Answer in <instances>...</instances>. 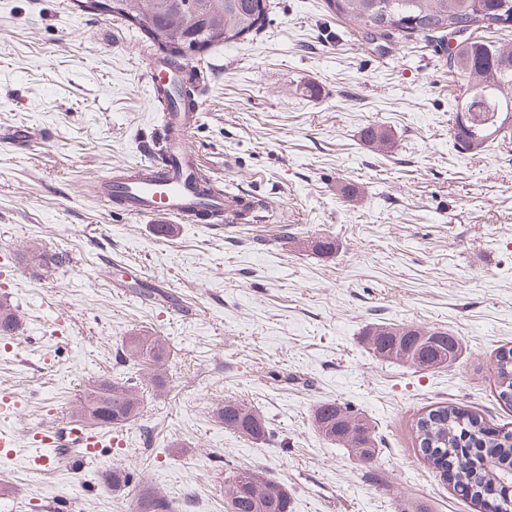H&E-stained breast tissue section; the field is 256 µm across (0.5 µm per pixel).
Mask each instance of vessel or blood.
Here are the masks:
<instances>
[{"mask_svg":"<svg viewBox=\"0 0 512 512\" xmlns=\"http://www.w3.org/2000/svg\"><path fill=\"white\" fill-rule=\"evenodd\" d=\"M174 76V69L163 60H149L151 100L172 93ZM196 118V113L184 111L181 100L174 98L162 117L167 134L159 144L158 155L100 179L105 199L118 203L128 214L150 219L155 224H213L225 212L238 208L245 200L244 195L206 192L199 184L203 166L188 140ZM39 443L35 463L40 469L53 467L59 449L75 448L79 451L75 464L83 470L96 462L102 436L84 426L69 425L62 429L50 426L40 432Z\"/></svg>","mask_w":512,"mask_h":512,"instance_id":"b4317fda","label":"vessel or blood"}]
</instances>
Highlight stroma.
I'll list each match as a JSON object with an SVG mask.
<instances>
[{"label":"stroma","mask_w":512,"mask_h":512,"mask_svg":"<svg viewBox=\"0 0 512 512\" xmlns=\"http://www.w3.org/2000/svg\"><path fill=\"white\" fill-rule=\"evenodd\" d=\"M156 47L80 0H0V303L22 326L0 337V398L17 455L0 465V512H131L141 483L177 512H225L232 471L262 469L291 512H482L423 459L422 414L452 404L512 428L494 361L512 347V143L459 152L449 134L461 81L432 37L373 41L328 0H270L257 36L188 58L203 101L189 143L257 220L148 219L92 190L147 160L160 137L146 61ZM385 127L395 149L360 139ZM29 144L5 143L11 130ZM326 237L332 252L308 249ZM40 244L62 262L32 267ZM167 292L147 304L133 282ZM393 323L455 336L452 368L376 358L366 328ZM133 332L161 337L166 386L114 428L96 467L30 469L43 426H65L81 389L122 373ZM251 404L270 435L252 442L214 418ZM345 403L378 437L363 466L325 442L313 412ZM125 467L118 496L98 471Z\"/></svg>","instance_id":"35a3bbf8"}]
</instances>
